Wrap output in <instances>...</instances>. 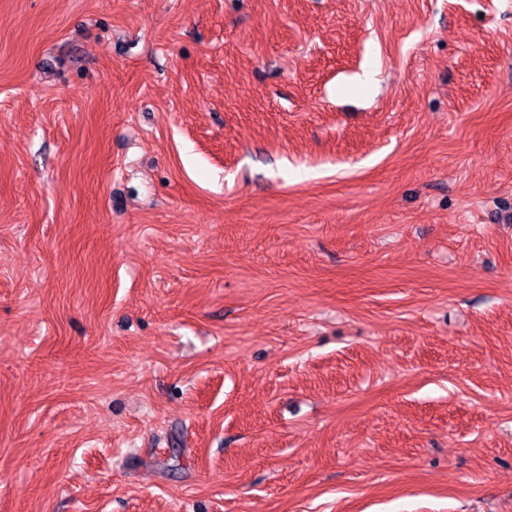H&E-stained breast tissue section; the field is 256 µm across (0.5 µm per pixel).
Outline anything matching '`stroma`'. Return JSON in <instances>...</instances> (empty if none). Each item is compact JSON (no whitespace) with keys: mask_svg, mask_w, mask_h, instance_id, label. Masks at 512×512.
Returning <instances> with one entry per match:
<instances>
[{"mask_svg":"<svg viewBox=\"0 0 512 512\" xmlns=\"http://www.w3.org/2000/svg\"><path fill=\"white\" fill-rule=\"evenodd\" d=\"M0 512H512V0H0Z\"/></svg>","mask_w":512,"mask_h":512,"instance_id":"1","label":"stroma"}]
</instances>
